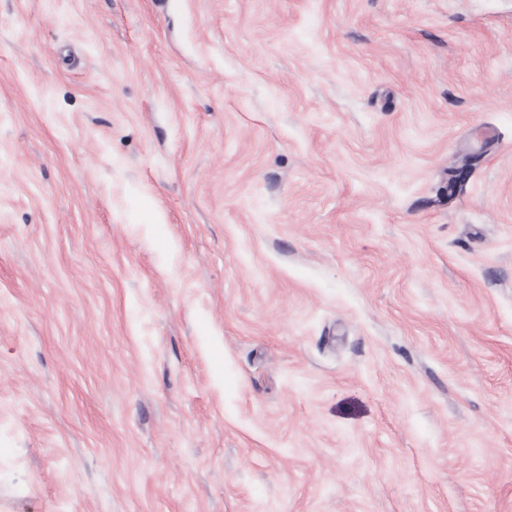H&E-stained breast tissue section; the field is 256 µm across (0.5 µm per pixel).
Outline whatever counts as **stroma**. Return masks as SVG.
<instances>
[{
  "label": "stroma",
  "mask_w": 512,
  "mask_h": 512,
  "mask_svg": "<svg viewBox=\"0 0 512 512\" xmlns=\"http://www.w3.org/2000/svg\"><path fill=\"white\" fill-rule=\"evenodd\" d=\"M0 512H512V0H0Z\"/></svg>",
  "instance_id": "stroma-1"
}]
</instances>
